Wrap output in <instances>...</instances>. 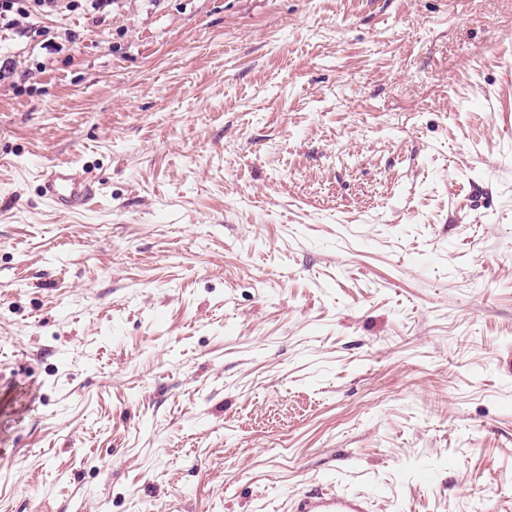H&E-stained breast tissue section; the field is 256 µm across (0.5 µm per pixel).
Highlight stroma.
I'll return each instance as SVG.
<instances>
[{"label": "stroma", "mask_w": 512, "mask_h": 512, "mask_svg": "<svg viewBox=\"0 0 512 512\" xmlns=\"http://www.w3.org/2000/svg\"><path fill=\"white\" fill-rule=\"evenodd\" d=\"M74 162L95 207L53 211ZM512 512V0H112L0 31V512ZM40 190L44 200L55 209L70 212L89 210L99 189L83 167L57 165L42 171ZM373 501L365 494L335 492L303 493L293 498L290 512H373Z\"/></svg>", "instance_id": "1"}]
</instances>
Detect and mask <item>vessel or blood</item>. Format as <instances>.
I'll return each instance as SVG.
<instances>
[{"label":"vessel or blood","instance_id":"1","mask_svg":"<svg viewBox=\"0 0 512 512\" xmlns=\"http://www.w3.org/2000/svg\"><path fill=\"white\" fill-rule=\"evenodd\" d=\"M41 196L54 208L85 211L96 202L99 189L84 168L76 165L48 167L41 174ZM365 494L347 492L303 493L293 498L289 512H373Z\"/></svg>","mask_w":512,"mask_h":512}]
</instances>
